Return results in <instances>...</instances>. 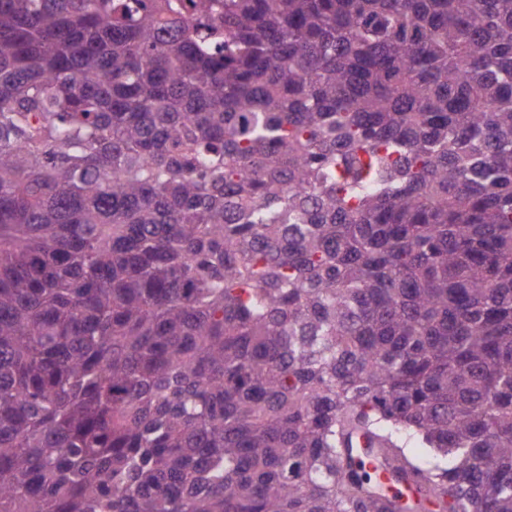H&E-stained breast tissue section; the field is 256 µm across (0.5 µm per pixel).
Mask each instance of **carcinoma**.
<instances>
[{
	"label": "carcinoma",
	"mask_w": 512,
	"mask_h": 512,
	"mask_svg": "<svg viewBox=\"0 0 512 512\" xmlns=\"http://www.w3.org/2000/svg\"><path fill=\"white\" fill-rule=\"evenodd\" d=\"M0 512H512V0H0ZM359 460H361L363 462L366 469L369 470L370 472L379 471L381 468L376 459V455H374V454L363 453L360 456ZM379 478H380L381 482L383 484H385L389 489H391L392 491H398L403 496V498L417 496V492H416L417 487L412 482H409L408 484H405V485L398 484L391 480L389 472L384 469L380 470Z\"/></svg>",
	"instance_id": "cac0c4a2"
}]
</instances>
